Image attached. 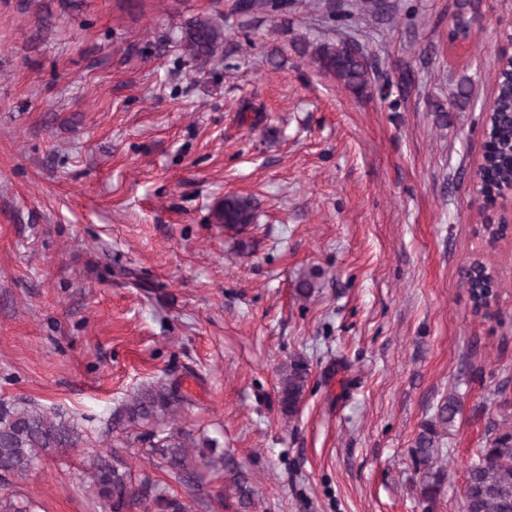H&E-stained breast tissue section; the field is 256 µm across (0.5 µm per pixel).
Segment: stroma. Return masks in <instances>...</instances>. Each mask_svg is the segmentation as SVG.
I'll return each mask as SVG.
<instances>
[{
    "mask_svg": "<svg viewBox=\"0 0 512 512\" xmlns=\"http://www.w3.org/2000/svg\"><path fill=\"white\" fill-rule=\"evenodd\" d=\"M326 1L262 20L236 0H0V399L83 431L18 481L36 512H102L85 469L110 446L192 512H462L488 429L512 424V238L489 244L471 182L512 0L374 17L334 0L333 19ZM462 9L477 23L454 47ZM205 16L224 54L201 71L179 39ZM334 35L374 60L367 95L313 63ZM463 77L469 103L439 116ZM227 195L255 202L243 233L210 220ZM474 258L506 283L486 317L461 283ZM296 355L309 378L288 417L278 368ZM167 376L193 401L177 427L217 440L227 469L179 479L102 436ZM451 391L428 504L410 448Z\"/></svg>",
    "mask_w": 512,
    "mask_h": 512,
    "instance_id": "stroma-1",
    "label": "stroma"
}]
</instances>
